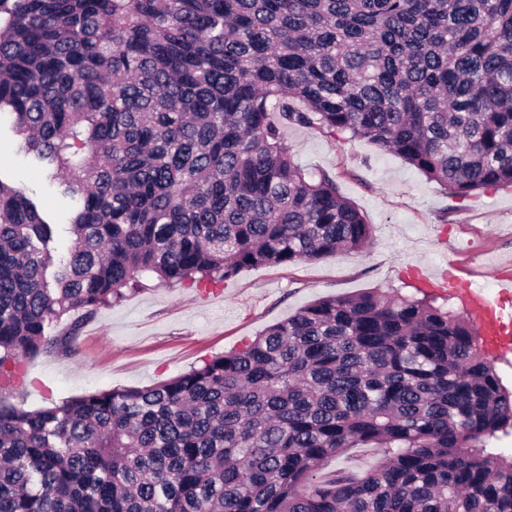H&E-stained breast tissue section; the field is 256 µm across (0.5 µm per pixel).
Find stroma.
Returning <instances> with one entry per match:
<instances>
[{"label": "stroma", "instance_id": "obj_1", "mask_svg": "<svg viewBox=\"0 0 512 512\" xmlns=\"http://www.w3.org/2000/svg\"><path fill=\"white\" fill-rule=\"evenodd\" d=\"M282 132L306 171L335 179L372 224L370 247L288 267H252L211 295L145 278L144 290L97 310L72 353L32 360L27 384L12 403L34 409L90 392L156 384L240 347L318 298L409 288L408 271L415 267L435 273L462 264L496 290L499 264L512 260V186L460 199L367 140L332 138L299 125ZM0 180L22 188L51 215L58 226L51 253L64 256L69 210L46 168L20 149L6 121L0 123Z\"/></svg>", "mask_w": 512, "mask_h": 512}]
</instances>
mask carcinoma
I'll list each match as a JSON object with an SVG mask.
<instances>
[{"instance_id": "1", "label": "carcinoma", "mask_w": 512, "mask_h": 512, "mask_svg": "<svg viewBox=\"0 0 512 512\" xmlns=\"http://www.w3.org/2000/svg\"><path fill=\"white\" fill-rule=\"evenodd\" d=\"M300 101L296 111L288 100ZM282 123L459 198L512 184V0H0V115L73 202L67 254L0 180V512H512V391L421 297L325 296L165 381L6 392L141 286L361 250L373 227ZM347 448L379 469L324 475Z\"/></svg>"}]
</instances>
